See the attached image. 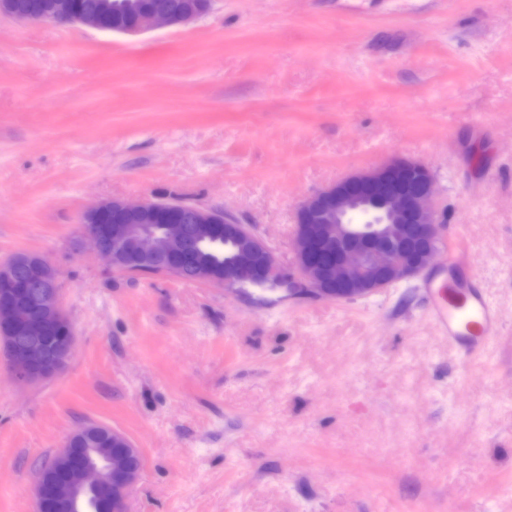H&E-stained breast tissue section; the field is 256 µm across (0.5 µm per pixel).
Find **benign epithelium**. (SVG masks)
<instances>
[{"label":"benign epithelium","mask_w":512,"mask_h":512,"mask_svg":"<svg viewBox=\"0 0 512 512\" xmlns=\"http://www.w3.org/2000/svg\"><path fill=\"white\" fill-rule=\"evenodd\" d=\"M209 7L210 0L188 8L156 0L151 10L123 27L112 23L109 3L87 10L78 0H0V15L138 35L157 26L189 24ZM434 193L433 174L419 161L393 158L349 174L300 204L291 271L275 262L263 238L227 218L224 210L188 207L174 200L103 201L83 215L80 236L106 259L109 272L155 269L169 276L168 260L175 251L190 253L204 242L233 237L241 245L224 264V276L215 278L198 269L192 281L241 291L259 288L285 296L354 300L430 266L441 244ZM372 203L387 212L389 222L366 210L365 223H351V214ZM114 213L128 218V223H108ZM0 340L8 344L10 369L24 385L49 379L66 367L74 348L73 330L61 304L58 269L47 257L24 253L0 264ZM89 430L84 426L72 433L51 468L37 474L36 512H79L82 500L88 512H126L129 491L141 471L139 450L74 447Z\"/></svg>","instance_id":"obj_1"}]
</instances>
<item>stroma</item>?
<instances>
[{"label":"stroma","instance_id":"obj_1","mask_svg":"<svg viewBox=\"0 0 512 512\" xmlns=\"http://www.w3.org/2000/svg\"><path fill=\"white\" fill-rule=\"evenodd\" d=\"M427 164L444 239L351 302L106 273L93 203L253 225L281 267L307 196ZM59 270L74 351L27 387L0 355V512L87 424L142 469L127 512H512V0H212L138 36L0 17V262ZM468 280L491 357L433 320Z\"/></svg>","mask_w":512,"mask_h":512}]
</instances>
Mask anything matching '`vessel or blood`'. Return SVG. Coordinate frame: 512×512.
Here are the masks:
<instances>
[{
	"label": "vessel or blood",
	"instance_id": "1",
	"mask_svg": "<svg viewBox=\"0 0 512 512\" xmlns=\"http://www.w3.org/2000/svg\"><path fill=\"white\" fill-rule=\"evenodd\" d=\"M469 309L473 317L469 321H461L454 306L438 305L435 321L444 333L465 340V356L486 354L490 336L497 331V316L490 302L478 295L469 299Z\"/></svg>",
	"mask_w": 512,
	"mask_h": 512
}]
</instances>
